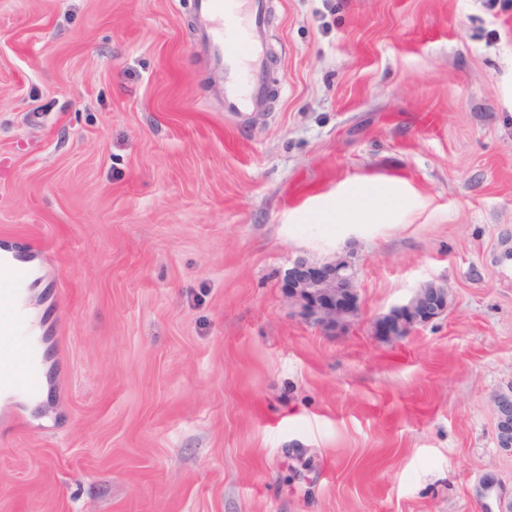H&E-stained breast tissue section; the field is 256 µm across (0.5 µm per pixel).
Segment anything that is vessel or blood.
<instances>
[{
  "label": "vessel or blood",
  "mask_w": 512,
  "mask_h": 512,
  "mask_svg": "<svg viewBox=\"0 0 512 512\" xmlns=\"http://www.w3.org/2000/svg\"><path fill=\"white\" fill-rule=\"evenodd\" d=\"M270 25L268 0H195L194 35L222 75L224 109L242 116L265 111ZM26 269L0 261V382L37 397L42 349L34 340L18 286Z\"/></svg>",
  "instance_id": "b4317fda"
}]
</instances>
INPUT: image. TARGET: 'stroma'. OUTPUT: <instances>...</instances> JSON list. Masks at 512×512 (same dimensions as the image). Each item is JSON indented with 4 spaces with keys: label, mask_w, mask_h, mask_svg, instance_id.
<instances>
[{
    "label": "stroma",
    "mask_w": 512,
    "mask_h": 512,
    "mask_svg": "<svg viewBox=\"0 0 512 512\" xmlns=\"http://www.w3.org/2000/svg\"><path fill=\"white\" fill-rule=\"evenodd\" d=\"M193 13L0 0V250L38 264L46 351L0 401V512H497L512 0H272L249 117ZM339 257L360 310L328 334L282 284ZM427 283L447 312L376 336Z\"/></svg>",
    "instance_id": "35a3bbf8"
}]
</instances>
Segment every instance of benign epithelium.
Here are the masks:
<instances>
[{
	"label": "benign epithelium",
	"instance_id": "7a95c632",
	"mask_svg": "<svg viewBox=\"0 0 512 512\" xmlns=\"http://www.w3.org/2000/svg\"><path fill=\"white\" fill-rule=\"evenodd\" d=\"M288 304L307 324L334 332L358 314L359 303L350 262L338 258L322 266L299 262L288 276ZM448 309V290L433 284L418 289L404 305L392 310L375 326L386 340L412 334ZM498 445L512 450V396L494 400Z\"/></svg>",
	"mask_w": 512,
	"mask_h": 512
}]
</instances>
